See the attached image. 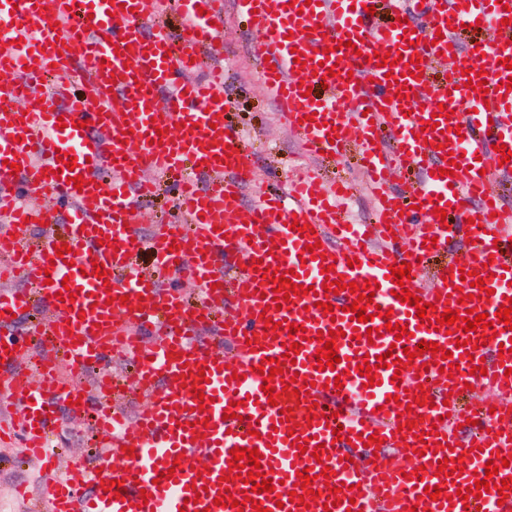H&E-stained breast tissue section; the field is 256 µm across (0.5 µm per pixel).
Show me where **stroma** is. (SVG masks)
Returning a JSON list of instances; mask_svg holds the SVG:
<instances>
[{"label":"stroma","mask_w":512,"mask_h":512,"mask_svg":"<svg viewBox=\"0 0 512 512\" xmlns=\"http://www.w3.org/2000/svg\"><path fill=\"white\" fill-rule=\"evenodd\" d=\"M249 24L234 10H226L223 38L229 45L234 62L226 75L230 104L227 119L250 137L255 153L261 159V169L247 188V201L257 200L271 178L293 179L298 173H313L322 183L336 180L353 187L349 217L360 223L370 218L373 203L365 178L357 165L358 151L348 146L337 156L324 160L308 157L297 137L286 130L270 98L263 90L256 65L248 58L245 41ZM87 417L63 415L51 437V449L39 462L28 461L20 437L0 441V512H50L51 503L45 496L42 479L45 474L64 473L71 457L95 458L97 450ZM24 482L29 486L30 499L16 496L14 487Z\"/></svg>","instance_id":"35a3bbf8"}]
</instances>
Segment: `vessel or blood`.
Here are the masks:
<instances>
[{
  "label": "vessel or blood",
  "mask_w": 512,
  "mask_h": 512,
  "mask_svg": "<svg viewBox=\"0 0 512 512\" xmlns=\"http://www.w3.org/2000/svg\"><path fill=\"white\" fill-rule=\"evenodd\" d=\"M234 5L252 21L247 50L260 63V81L306 154L342 153L361 132L359 161L374 200L369 223H349L338 187L324 189L302 173L273 181L264 198L244 205L255 153L224 119V0H0V401L13 407V429L32 460L45 455L62 403L73 414L92 413L105 440L95 464L78 459L66 478H46L52 512H235L215 503L228 492L244 512H253L251 496L268 512H512V494H456L473 485L474 462L512 456V352L499 350L512 332L499 321L453 334L438 323L446 310L492 315L512 298V207L501 193L512 161L498 151L502 144L512 151V92L504 88L512 70L501 64L512 58V0ZM173 7L183 18L181 39L161 20ZM382 10L394 27L380 22ZM484 18L487 39L462 49L458 26ZM386 52L395 65L376 66L374 54ZM452 55L455 69L432 84ZM413 59L415 77L405 67ZM468 70L484 73L487 91L466 87ZM443 105L451 116L440 115ZM431 119L437 130L426 129ZM62 151L74 156V169L63 168ZM453 156L460 166L444 174ZM173 172L180 221L138 234V200ZM73 174L83 175L82 189L70 183ZM34 185L48 196L38 208L22 202V188ZM437 207L446 218L435 217ZM293 221L303 231L290 229ZM40 222L48 228L36 242L31 229ZM462 238L465 253L447 259L449 240ZM315 242L316 258L308 250ZM62 243L70 247L63 259L55 251ZM142 252L151 270L134 264ZM227 254L230 275L219 265ZM438 256L445 262L432 287L404 284L434 304L422 319L395 298L391 270ZM261 265L294 270L309 294L273 309ZM99 268L106 278L96 277ZM464 271L483 278L491 297L472 299ZM167 274L195 284L200 301L164 285ZM17 279L24 289H12ZM329 279L343 291L324 290ZM349 282L375 285L370 322L347 313ZM66 287L73 300H59ZM233 304L243 316L228 314ZM27 308L42 309L46 320L18 326ZM390 322L407 325L408 335L395 338ZM292 323L303 333L290 334ZM332 330L340 361L324 370L318 336ZM467 339L473 352L460 346ZM423 340L439 352L400 368L405 348ZM295 341L301 349L291 359ZM446 350L457 364L449 374L437 366ZM383 354L387 367L365 386L358 365ZM117 357L132 360L133 393L143 402L132 423L114 391ZM271 357L283 372L268 380L259 368ZM478 359L485 373H472ZM90 366L97 376L89 393L72 371ZM265 382L279 389L276 400L262 391ZM469 384L492 391L495 409L461 407ZM424 395L432 405H418ZM403 404L416 422L406 433L398 430ZM462 416L476 420L464 441L455 432ZM374 434L410 463L373 460L364 439ZM236 446L259 449L273 492L255 495L251 484L228 478ZM443 459L464 468L446 484L436 475ZM306 468L316 476L314 492L298 504L289 494L300 491L297 473ZM510 477L512 466L500 464L491 481ZM114 479L116 493L108 489ZM428 486L439 487L440 500L424 496Z\"/></svg>",
  "instance_id": "vessel-or-blood-1"
}]
</instances>
